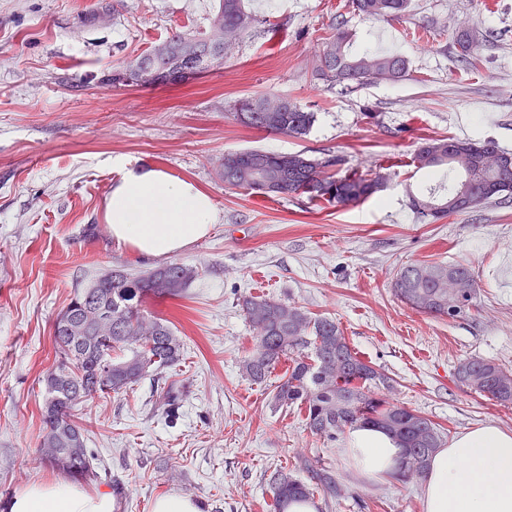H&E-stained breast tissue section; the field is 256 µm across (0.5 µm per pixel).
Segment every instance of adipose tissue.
Here are the masks:
<instances>
[{
	"label": "adipose tissue",
	"instance_id": "ef3b65f1",
	"mask_svg": "<svg viewBox=\"0 0 512 512\" xmlns=\"http://www.w3.org/2000/svg\"><path fill=\"white\" fill-rule=\"evenodd\" d=\"M216 209L192 182L149 164L123 166L107 200L105 219L114 240L138 255L160 258L209 235ZM342 454L349 470L370 485L398 475L402 450L374 428L350 431ZM423 512H512V431L486 424L466 431L433 454L422 485ZM111 490L69 482H36L0 512H115Z\"/></svg>",
	"mask_w": 512,
	"mask_h": 512
}]
</instances>
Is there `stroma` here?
<instances>
[{
  "instance_id": "obj_1",
  "label": "stroma",
  "mask_w": 512,
  "mask_h": 512,
  "mask_svg": "<svg viewBox=\"0 0 512 512\" xmlns=\"http://www.w3.org/2000/svg\"><path fill=\"white\" fill-rule=\"evenodd\" d=\"M0 0V503L64 473L39 454L42 385L55 361L53 323L77 290L120 267L142 276L164 266L113 241L105 206L120 162H147L196 183L217 213L211 233L178 261L200 275L183 298L145 297L147 318L170 321L182 360L126 391L86 402L77 417L87 448L120 484L124 512H152L181 493L203 512H274L269 478L299 457L329 467L345 491L315 493L317 512H422L419 480L375 487L341 454L344 438L313 435L300 406H276L277 366L265 383L240 373L255 333L239 306L262 295L334 318L352 348L393 381L387 395L441 424L444 442L494 423L512 430V404L455 379L460 360L512 368V197L434 223L410 194L432 175L411 158L428 137L492 140L512 152V0H411L398 19L370 22L347 0H246L254 29L220 70L151 86L112 73L172 32L206 23L213 0ZM284 26L278 37L267 22ZM350 51H392L408 61L396 82L330 83L316 70L336 23ZM476 31L478 69L462 64L453 37ZM276 95L314 112L295 138L246 126L240 98ZM245 149L339 155L346 169L380 173L382 192L346 207L313 205L225 187V153ZM464 263L479 286L474 307L435 318L402 303L400 268ZM182 387L176 418L155 402Z\"/></svg>"
}]
</instances>
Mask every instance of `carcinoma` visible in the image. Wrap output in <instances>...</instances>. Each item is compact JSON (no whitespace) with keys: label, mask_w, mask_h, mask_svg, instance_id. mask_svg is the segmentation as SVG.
<instances>
[{"label":"carcinoma","mask_w":512,"mask_h":512,"mask_svg":"<svg viewBox=\"0 0 512 512\" xmlns=\"http://www.w3.org/2000/svg\"><path fill=\"white\" fill-rule=\"evenodd\" d=\"M349 6L368 21L398 18L409 0H348ZM255 21L244 0H216L208 28L202 32L174 33L150 51L133 59L148 77L135 84L150 85L182 79L189 73L221 69L224 58L216 52V41L233 44ZM197 43V53L184 58L182 43ZM351 34L341 23L319 57L318 71L330 82L359 84L392 82L408 74L406 59L398 53L376 52L353 55L348 51ZM476 34L469 28L456 33L455 44L468 66H476ZM264 96L240 99L236 114L245 125L270 133L301 136L315 122V114L296 102L284 99V112L264 120L257 108ZM455 143V159L448 163V143ZM418 170L445 166L463 178L455 184H440L411 206L422 218L435 220L459 214L457 196L468 191L477 204L512 192V153L492 141L474 142L453 137H430L412 157ZM337 156L322 159L303 153H274L257 149L227 153L220 163L219 178L224 185L262 192L257 184L268 180L278 184V193L303 196L311 202L357 204L377 193L383 176L340 174ZM198 277L197 270L183 262H171L145 276L132 278L120 269L99 277L77 291L54 323L57 363L43 376V435L41 453L58 454L69 460L65 473L83 481L100 477L95 458L85 444L75 445L83 435L75 423L74 411L99 394L121 393L141 379L157 375L180 362L181 337L170 321L146 320L141 312L148 295L171 299L184 296ZM394 291L412 310L437 318L453 319L465 314L477 296V283L470 268L461 263L410 265L397 274ZM98 305L112 310V336L105 343L92 331L77 336L63 318L81 319L84 309ZM242 310L257 329L253 351L244 359L242 372L254 383H262L281 361L289 362L276 386L274 401L280 406H304L311 433L335 440L353 427L375 426L387 431L404 448L398 478L405 480L416 468L426 470L435 449L442 445L444 428L430 418L378 395L389 378L362 360L350 346L335 320L311 317L303 309L265 298L245 296ZM462 386L502 404L512 403V370L493 360L470 357L456 367ZM305 481L292 473L277 471L271 477L273 499L278 512H287L292 501L305 502L316 490L335 497L340 488L325 468L304 463Z\"/></svg>","instance_id":"cac0c4a2"}]
</instances>
